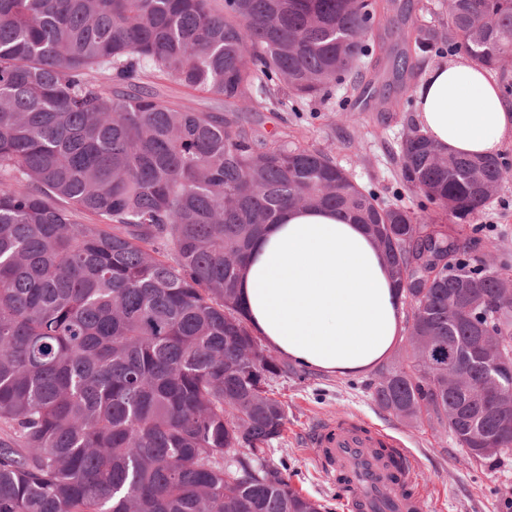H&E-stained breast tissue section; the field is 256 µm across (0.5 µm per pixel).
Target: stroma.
<instances>
[{
	"label": "stroma",
	"instance_id": "obj_1",
	"mask_svg": "<svg viewBox=\"0 0 512 512\" xmlns=\"http://www.w3.org/2000/svg\"><path fill=\"white\" fill-rule=\"evenodd\" d=\"M361 73L373 83L371 95L347 83L328 99L248 112L244 119L267 137L284 135L295 144L324 150L383 204L418 210L421 196L401 178L399 148L414 125L418 84L390 87L385 58L378 66H362ZM501 155L508 167L501 187L479 218L464 222L463 236L473 255L512 267V140L504 143ZM376 380L372 370L344 376L307 370L275 381L287 404L288 422L268 457L295 488L327 505L328 512H346L335 483L317 465L305 437L315 420L358 417L393 433L417 459L416 491L423 512H512V458L491 469L470 464L449 432L410 426L382 411L372 396Z\"/></svg>",
	"mask_w": 512,
	"mask_h": 512
}]
</instances>
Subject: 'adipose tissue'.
<instances>
[{
	"instance_id": "obj_1",
	"label": "adipose tissue",
	"mask_w": 512,
	"mask_h": 512,
	"mask_svg": "<svg viewBox=\"0 0 512 512\" xmlns=\"http://www.w3.org/2000/svg\"><path fill=\"white\" fill-rule=\"evenodd\" d=\"M416 122L440 151L486 157L512 136V101L467 59L428 69ZM247 319L276 354L355 375L391 351L402 303L366 227L331 209L295 207L254 241L241 271Z\"/></svg>"
}]
</instances>
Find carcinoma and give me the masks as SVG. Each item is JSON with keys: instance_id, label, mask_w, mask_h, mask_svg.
<instances>
[{"instance_id": "1", "label": "carcinoma", "mask_w": 512, "mask_h": 512, "mask_svg": "<svg viewBox=\"0 0 512 512\" xmlns=\"http://www.w3.org/2000/svg\"><path fill=\"white\" fill-rule=\"evenodd\" d=\"M396 58L461 46L512 89V0L441 3ZM376 0H0V512H324L270 463L293 373L255 335L237 284L252 241L292 206L334 208L382 245L407 306L405 354L373 398L449 430L479 467L512 457V418L480 396V361L429 345L477 324L512 342L509 269L467 263L458 229L390 205L322 150L266 139L240 112L329 96L382 48ZM218 112L171 102L161 84ZM401 175L458 220L499 188L497 157L439 156L418 130ZM94 215L96 224L77 221ZM476 306L464 315L459 276ZM493 437L502 450L470 453ZM231 460L224 462V455Z\"/></svg>"}]
</instances>
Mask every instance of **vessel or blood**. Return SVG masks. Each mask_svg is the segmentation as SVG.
<instances>
[{"label":"vessel or blood","mask_w":512,"mask_h":512,"mask_svg":"<svg viewBox=\"0 0 512 512\" xmlns=\"http://www.w3.org/2000/svg\"><path fill=\"white\" fill-rule=\"evenodd\" d=\"M319 467L347 494L349 512H421L409 482L412 457L397 437L354 419L315 424L309 436Z\"/></svg>","instance_id":"b4317fda"}]
</instances>
